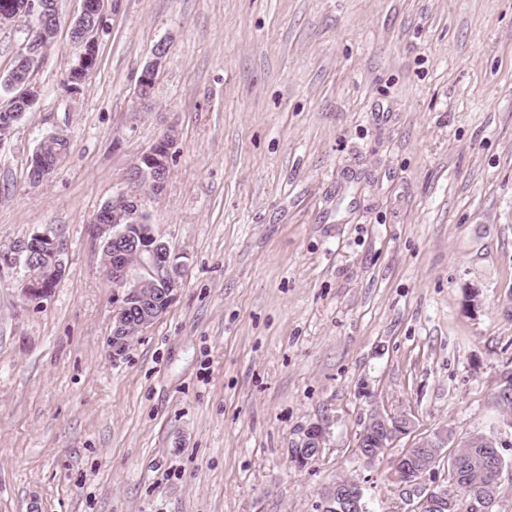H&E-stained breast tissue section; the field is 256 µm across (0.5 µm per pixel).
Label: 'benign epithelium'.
Wrapping results in <instances>:
<instances>
[{"label":"benign epithelium","instance_id":"1","mask_svg":"<svg viewBox=\"0 0 512 512\" xmlns=\"http://www.w3.org/2000/svg\"><path fill=\"white\" fill-rule=\"evenodd\" d=\"M103 0H82L81 12L71 19L72 41L83 47L77 68L87 72L97 61V42L94 37V20L102 19ZM47 0H5L0 4V28L13 26L32 15L42 19L41 28L30 29L34 37L25 38L21 51V62L36 63L37 45L55 35L53 14L48 10ZM166 48L160 44L154 51V58L145 67L139 79V98L147 103L151 100L155 79L162 66ZM8 97H0V145L9 140L23 112L33 107L41 89L32 80L8 77L6 81ZM174 131H169L140 154L131 168L130 179L141 183V193H120L127 201L125 209L114 211L110 216H95L100 238L105 251L110 254L112 281L115 287L122 289V302L112 313V353L119 355L128 346V337L144 332L159 317L156 299L163 297L169 302L174 299L180 287L178 269L175 268L171 250L166 241L155 233L153 224L123 223V220L148 215L147 201L161 195L169 177V154L174 144ZM51 251L57 261L56 271L63 273L65 245L54 240L46 232H36L32 240L20 242L15 252L23 257L24 265L31 266L43 252ZM512 428L511 420H503L487 432L474 434L471 439L487 448L499 445L498 431L501 427ZM371 438L357 446L359 456L368 462L377 460L387 449L395 447L397 442L413 433L415 422L406 412L383 414L375 411L367 423ZM329 423L319 419L303 429V447L308 449L309 457H298L297 464L303 466L319 456L327 440ZM448 427L443 426L432 435L415 443L412 448L403 451L406 473H391V480L398 485L405 501L411 505L410 512H445L451 507L445 495L448 488H438L425 483L426 474L434 473L435 466L444 449L448 447ZM491 490L472 497L468 502L469 512H490L496 501ZM322 512H366L363 489L342 487L336 483L325 487L320 493Z\"/></svg>","mask_w":512,"mask_h":512}]
</instances>
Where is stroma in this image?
I'll return each mask as SVG.
<instances>
[{"instance_id":"1","label":"stroma","mask_w":512,"mask_h":512,"mask_svg":"<svg viewBox=\"0 0 512 512\" xmlns=\"http://www.w3.org/2000/svg\"><path fill=\"white\" fill-rule=\"evenodd\" d=\"M58 9L42 96L0 145V257L66 246L40 299L0 260V512H318L340 478L406 512L399 450L489 430L512 368V0H104L74 95L81 0ZM171 126L147 209L180 286L116 358L93 219ZM57 133L71 155L31 186ZM376 409L415 428L370 464ZM322 418L319 457L291 463ZM165 53L164 45H158L154 51L153 60L145 67L139 79V98L144 104L152 98L156 75L162 66ZM40 241V244L37 242ZM41 249L38 250V247ZM43 250L53 252L55 260L57 261L56 271L59 275H62L64 270V255L65 245L60 244L54 240L47 232H36L33 234L32 240H24L20 242L15 252L18 256L23 257L24 265L26 267L32 266L36 259H39L43 254Z\"/></svg>"}]
</instances>
